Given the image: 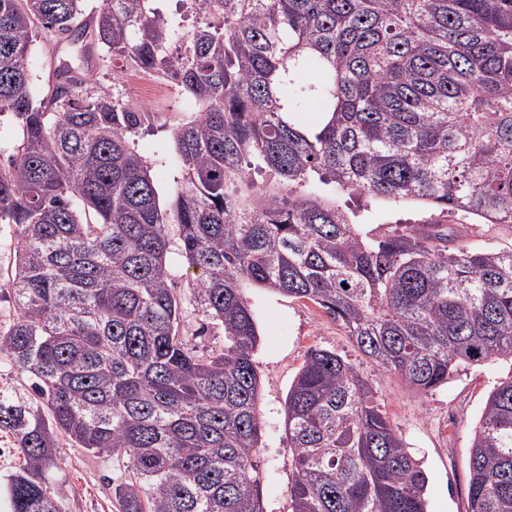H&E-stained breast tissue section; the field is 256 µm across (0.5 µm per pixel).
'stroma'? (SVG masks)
<instances>
[{
	"instance_id": "1",
	"label": "stroma",
	"mask_w": 512,
	"mask_h": 512,
	"mask_svg": "<svg viewBox=\"0 0 512 512\" xmlns=\"http://www.w3.org/2000/svg\"><path fill=\"white\" fill-rule=\"evenodd\" d=\"M30 58L33 90L46 98L61 58L82 61L80 45L35 25ZM193 116L185 94L170 90L157 98L149 119L130 137L132 147L149 162L162 207L172 203L170 187L177 170L162 164V151L173 150L171 131ZM436 219L456 223L452 214H437L415 204L383 203L366 215L371 227L417 224ZM244 297L251 306L260 334L254 359L261 380V440L259 461L266 472L263 500L266 512H292L289 489L293 479L292 455L284 444L286 398L308 350L317 346L346 356L378 391L389 420L409 451L420 459L428 477L427 512H466L468 456L473 429L488 393L512 374V363L501 360L468 366L432 393L418 392L362 356L349 337L317 305L262 288L248 287ZM117 461L64 447L58 468L48 474L61 512H116L112 479Z\"/></svg>"
}]
</instances>
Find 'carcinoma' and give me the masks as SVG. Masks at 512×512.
I'll list each match as a JSON object with an SVG mask.
<instances>
[{
  "label": "carcinoma",
  "instance_id": "cac0c4a2",
  "mask_svg": "<svg viewBox=\"0 0 512 512\" xmlns=\"http://www.w3.org/2000/svg\"><path fill=\"white\" fill-rule=\"evenodd\" d=\"M81 2L0 0V114L22 129L0 159L17 308L0 357L32 391L0 390L23 459L8 512H59L46 474L63 440L126 461L119 512H264L247 284L313 302L424 393L512 362V247L473 249L461 231L512 229V0H178L199 16L185 33L158 0H104L112 78L169 73L201 105L172 130L166 209L130 145L143 113L59 74L32 96L34 24L77 41ZM311 99L315 128L298 120ZM379 202L460 224L377 233L361 212ZM174 249L201 270L187 297ZM187 304L223 346L187 347ZM286 405L293 512H427L422 465L347 357L310 349ZM467 500L512 512V376L475 426Z\"/></svg>",
  "mask_w": 512,
  "mask_h": 512
}]
</instances>
